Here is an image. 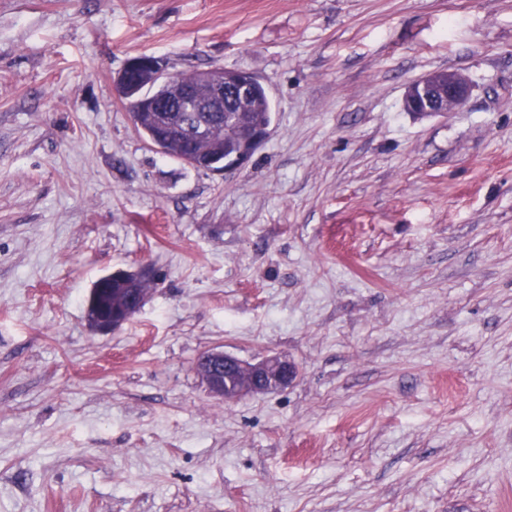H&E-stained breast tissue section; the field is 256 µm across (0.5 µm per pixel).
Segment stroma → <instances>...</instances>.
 Instances as JSON below:
<instances>
[{
  "label": "stroma",
  "mask_w": 512,
  "mask_h": 512,
  "mask_svg": "<svg viewBox=\"0 0 512 512\" xmlns=\"http://www.w3.org/2000/svg\"><path fill=\"white\" fill-rule=\"evenodd\" d=\"M139 55L251 73L270 137L163 155ZM210 349L298 376L227 404ZM0 512H512V0H0ZM440 72L447 75L446 84L434 76ZM414 94L413 102L408 93ZM471 81L464 72L455 69L439 70L414 81L406 90L403 100L404 109L418 115H437L456 112L462 108L470 95ZM93 288H101L99 289L100 301L110 310L112 309V304L114 307L115 297L114 291L112 293L110 288L121 289L122 292L123 305L120 312L112 313L108 317H103L94 312L91 319L88 315L89 310H87L89 325L92 324L91 328L93 330L102 333L112 332L128 322L141 309L149 292L146 283H143L134 276L129 277L123 283L113 281L112 285L108 282L98 284L96 281Z\"/></svg>",
  "instance_id": "1"
}]
</instances>
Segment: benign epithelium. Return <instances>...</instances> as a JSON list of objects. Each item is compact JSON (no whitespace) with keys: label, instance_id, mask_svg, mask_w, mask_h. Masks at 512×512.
<instances>
[{"label":"benign epithelium","instance_id":"7a95c632","mask_svg":"<svg viewBox=\"0 0 512 512\" xmlns=\"http://www.w3.org/2000/svg\"><path fill=\"white\" fill-rule=\"evenodd\" d=\"M445 74V82L435 78L433 72L414 81L408 87L414 99H404V108L422 116L446 115L462 108L469 98L471 81L460 70L448 69ZM164 85H177L179 91L174 99L158 103L149 90ZM115 91L127 104L150 107L162 113L165 128L182 123V112L203 113L195 121L197 141L211 137L220 125L219 114L237 111L235 105L224 103V83H183L178 74L165 72L163 64L149 56H137L128 61L115 78ZM121 292V311L108 317L93 313L88 319L93 330L107 333L121 327L141 309L148 295L146 288H123ZM196 370L208 392L226 403L286 387L298 374L296 364L285 357L270 356L251 363L213 350L198 357Z\"/></svg>","mask_w":512,"mask_h":512}]
</instances>
